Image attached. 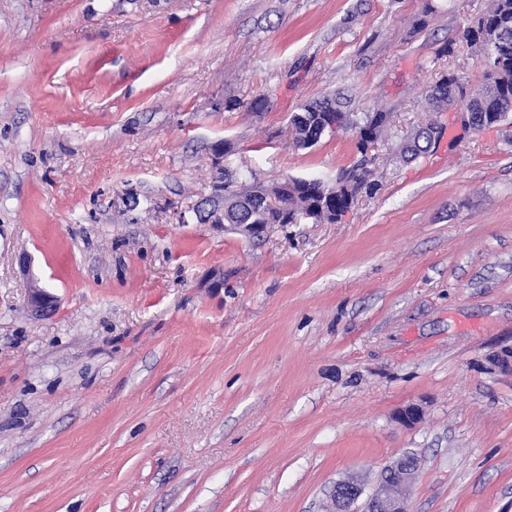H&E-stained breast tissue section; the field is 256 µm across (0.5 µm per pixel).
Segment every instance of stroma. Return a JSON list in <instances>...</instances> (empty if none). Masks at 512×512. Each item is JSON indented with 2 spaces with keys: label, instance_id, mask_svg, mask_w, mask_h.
Masks as SVG:
<instances>
[{
  "label": "stroma",
  "instance_id": "stroma-1",
  "mask_svg": "<svg viewBox=\"0 0 512 512\" xmlns=\"http://www.w3.org/2000/svg\"><path fill=\"white\" fill-rule=\"evenodd\" d=\"M490 5L0 0V512H325L405 453L412 512H512V123L457 104L396 153L441 74L480 86ZM339 91L391 114L372 158L292 145ZM359 164L377 188L335 224L196 216ZM443 128L434 121L418 127L398 150L403 161H412L426 154L430 147L442 136ZM364 486L354 477L336 482L330 493L327 512H357L358 501L364 494Z\"/></svg>",
  "mask_w": 512,
  "mask_h": 512
}]
</instances>
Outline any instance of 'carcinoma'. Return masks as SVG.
Here are the masks:
<instances>
[{
    "mask_svg": "<svg viewBox=\"0 0 512 512\" xmlns=\"http://www.w3.org/2000/svg\"><path fill=\"white\" fill-rule=\"evenodd\" d=\"M463 36L493 60L481 87L464 100L472 126L481 128L508 120L512 115V0H491L489 9L464 29ZM456 83L454 75L443 74L430 85L425 91L428 111L447 110L448 87ZM388 122L389 113L383 110L361 116L351 112L347 99L340 94L309 100L289 118L295 145L300 149H309L342 128L355 132L363 154L381 139ZM442 134L443 128L436 122L425 123L399 147L400 158L408 162L426 154ZM367 177L368 172L355 168L338 177L334 185L320 179H291L276 207L250 196L247 187L237 193L226 184L224 223L291 224L292 214L306 213L315 222L334 224L351 208Z\"/></svg>",
    "mask_w": 512,
    "mask_h": 512,
    "instance_id": "cac0c4a2",
    "label": "carcinoma"
}]
</instances>
